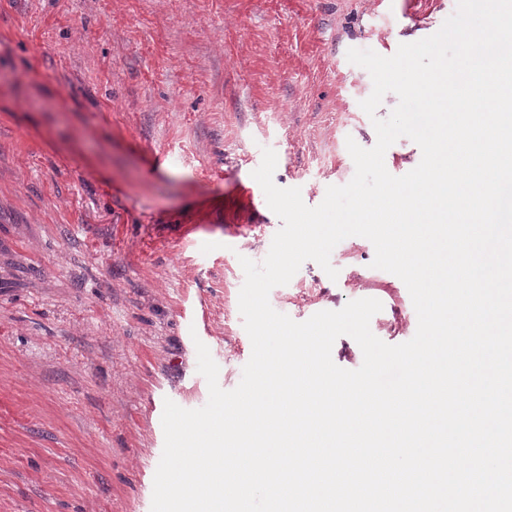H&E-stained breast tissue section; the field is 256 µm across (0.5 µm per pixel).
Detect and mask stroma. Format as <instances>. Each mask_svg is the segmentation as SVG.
<instances>
[{
    "instance_id": "35a3bbf8",
    "label": "stroma",
    "mask_w": 512,
    "mask_h": 512,
    "mask_svg": "<svg viewBox=\"0 0 512 512\" xmlns=\"http://www.w3.org/2000/svg\"><path fill=\"white\" fill-rule=\"evenodd\" d=\"M454 0H0V512H151L165 400L198 409L196 342L234 389L252 346L240 257L281 220L273 180L319 205L377 140L349 49L393 55ZM351 236L269 294L294 321L374 298L409 341L400 278Z\"/></svg>"
}]
</instances>
